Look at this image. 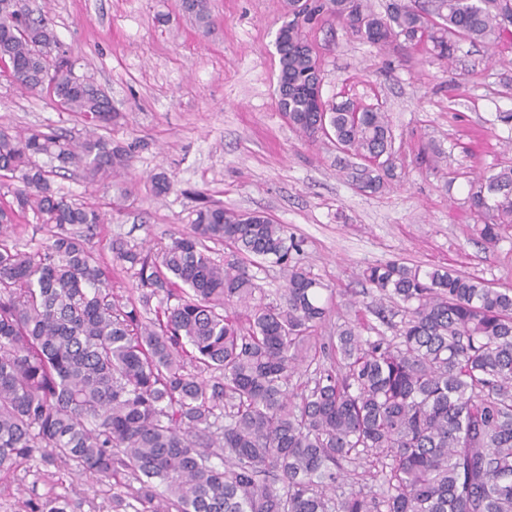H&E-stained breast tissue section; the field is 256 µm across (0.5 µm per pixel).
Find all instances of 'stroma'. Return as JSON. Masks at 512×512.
Returning <instances> with one entry per match:
<instances>
[{"mask_svg": "<svg viewBox=\"0 0 512 512\" xmlns=\"http://www.w3.org/2000/svg\"><path fill=\"white\" fill-rule=\"evenodd\" d=\"M31 2L48 12L77 73L93 76L120 112L105 137L132 149L123 183L92 185L74 170L52 179L55 191L106 212L95 230L74 229L104 261L112 241L147 247L189 230L202 192L263 212L302 240L301 261L333 292L325 336L348 319L364 335L393 336L358 280L371 263L448 266L512 288V230L488 247L464 202L469 180L512 165V62L496 60L494 45L462 43L448 66L427 45L379 47L337 24L308 29L323 97L389 115L400 159L389 186L370 193L340 172L332 142L305 143L278 110L284 0H209L206 31L176 0ZM30 127L84 134L74 114L0 80V128ZM158 174L173 187L157 198ZM125 186L132 193L124 198ZM120 493L118 505L108 482L40 451L0 470V512L50 497L65 500L67 512H140L135 487Z\"/></svg>", "mask_w": 512, "mask_h": 512, "instance_id": "1", "label": "stroma"}]
</instances>
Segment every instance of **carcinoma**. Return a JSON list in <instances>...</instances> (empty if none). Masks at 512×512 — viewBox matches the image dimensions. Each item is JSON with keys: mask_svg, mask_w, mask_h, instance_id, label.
Returning a JSON list of instances; mask_svg holds the SVG:
<instances>
[{"mask_svg": "<svg viewBox=\"0 0 512 512\" xmlns=\"http://www.w3.org/2000/svg\"><path fill=\"white\" fill-rule=\"evenodd\" d=\"M11 2L0 0L5 79L31 93L53 87L62 109L99 126L108 95L73 76L76 60L42 10L21 21ZM178 7L210 26L209 0ZM319 21L381 47L429 43L445 63L462 41L512 48V0H421L384 16L366 0H286L278 109L308 142L334 141L342 170L372 193L396 168L390 121L375 107L313 100L323 76L306 28ZM43 156L91 184L132 162L95 133L0 129V187L13 197L0 207L1 468L41 449L117 487L124 475L139 484L141 512H512L511 288L443 266L370 264L360 278L394 304L396 335L364 337L347 322L320 336L327 286L294 258L302 248L288 227L200 193L191 232L155 250L111 243L139 290L123 299L101 256L67 231L105 214L56 193ZM467 203L496 246L512 228V165L470 181ZM17 210L57 228L43 251L6 239ZM210 242L232 258L214 259ZM266 264L284 279L275 304L249 272ZM319 354L330 364L289 391ZM361 460L380 493L341 491Z\"/></svg>", "mask_w": 512, "mask_h": 512, "instance_id": "carcinoma-1", "label": "carcinoma"}]
</instances>
